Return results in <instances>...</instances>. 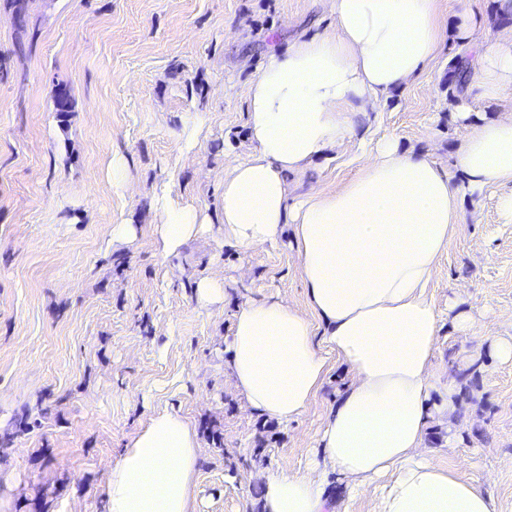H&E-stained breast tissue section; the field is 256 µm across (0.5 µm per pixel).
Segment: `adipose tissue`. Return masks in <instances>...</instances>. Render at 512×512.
Segmentation results:
<instances>
[{"label": "adipose tissue", "mask_w": 512, "mask_h": 512, "mask_svg": "<svg viewBox=\"0 0 512 512\" xmlns=\"http://www.w3.org/2000/svg\"><path fill=\"white\" fill-rule=\"evenodd\" d=\"M336 27L271 48L246 89L250 158L224 177V240L243 249L290 230L307 312L271 295L234 316L229 369L248 406L279 423L304 413L329 357L351 376L318 436L306 473L266 469L263 512H339L373 492L376 512H497L476 478L439 466L424 447L434 416L456 409L457 382L434 363L441 316L427 295L460 222L463 194L512 183V118L477 124L457 152L459 178L423 152L380 144L359 175L289 206L292 177L352 139L360 112L402 90L444 39L437 0H334ZM484 97L512 88V39L469 62ZM203 217L169 205L161 250L176 252ZM324 326L313 339V320ZM200 444L187 418L150 417L102 490L104 512H195Z\"/></svg>", "instance_id": "1"}]
</instances>
